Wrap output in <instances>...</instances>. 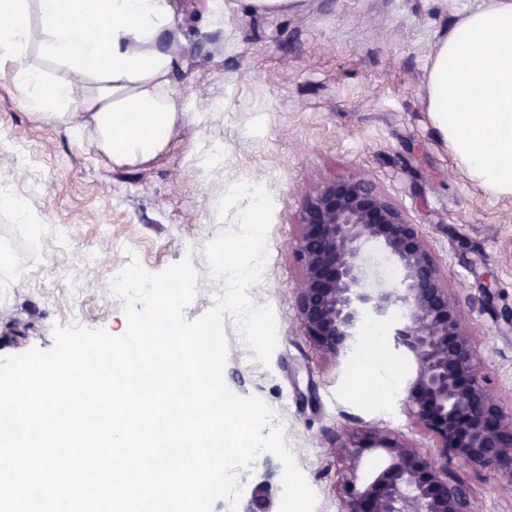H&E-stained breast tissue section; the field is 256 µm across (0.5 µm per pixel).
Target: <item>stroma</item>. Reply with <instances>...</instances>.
Here are the masks:
<instances>
[{
  "label": "stroma",
  "instance_id": "stroma-1",
  "mask_svg": "<svg viewBox=\"0 0 512 512\" xmlns=\"http://www.w3.org/2000/svg\"><path fill=\"white\" fill-rule=\"evenodd\" d=\"M225 3L218 17L208 0H175L181 42L171 89L194 110L144 168L105 167L58 119L31 114L13 70L0 71V193L26 205L22 216L0 208V357L50 349L58 324L118 334L126 316L112 277L134 258L152 273L191 260L197 292L184 316L197 320L224 291L204 249L238 221L235 208L220 216V201L240 181L263 183L274 212L248 296L273 310L277 345L269 364L256 362L225 317L224 380L271 407L316 496L314 512H348L354 478L384 457H354L335 435L373 426L420 458L440 450L406 402L409 364L385 337L392 318L342 364L299 322L298 213L318 186L373 180L418 224L475 337L480 370L512 404V198L468 178L425 106L436 44L483 0H301L279 14ZM212 143L224 146L215 165L201 160ZM283 472L276 455L259 454L237 473L238 507L221 499L212 512H250L259 487L279 512ZM448 473L475 512H512L511 478L455 460Z\"/></svg>",
  "mask_w": 512,
  "mask_h": 512
}]
</instances>
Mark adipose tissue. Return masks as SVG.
Returning <instances> with one entry per match:
<instances>
[{
	"label": "adipose tissue",
	"mask_w": 512,
	"mask_h": 512,
	"mask_svg": "<svg viewBox=\"0 0 512 512\" xmlns=\"http://www.w3.org/2000/svg\"><path fill=\"white\" fill-rule=\"evenodd\" d=\"M0 0V65L26 107L52 111L104 164L141 168L166 151L190 110L170 89L180 35L172 0ZM53 62L48 80L30 46ZM426 108L458 164L512 197V0L468 12L431 55Z\"/></svg>",
	"instance_id": "obj_1"
}]
</instances>
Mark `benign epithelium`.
I'll return each mask as SVG.
<instances>
[{
	"mask_svg": "<svg viewBox=\"0 0 512 512\" xmlns=\"http://www.w3.org/2000/svg\"><path fill=\"white\" fill-rule=\"evenodd\" d=\"M299 224L304 275L295 304L302 327L324 351L347 358L365 321L403 308L391 340L412 365L407 401L442 448V461L424 462L394 435L357 430L341 447L356 456L379 448L390 463L353 494L349 512H474L470 494L448 477V460L512 477V407L477 366L473 336L419 226L373 181L354 177L319 187L302 205ZM371 245L397 266L399 283L367 287Z\"/></svg>",
	"mask_w": 512,
	"mask_h": 512,
	"instance_id": "obj_1",
	"label": "benign epithelium"
}]
</instances>
